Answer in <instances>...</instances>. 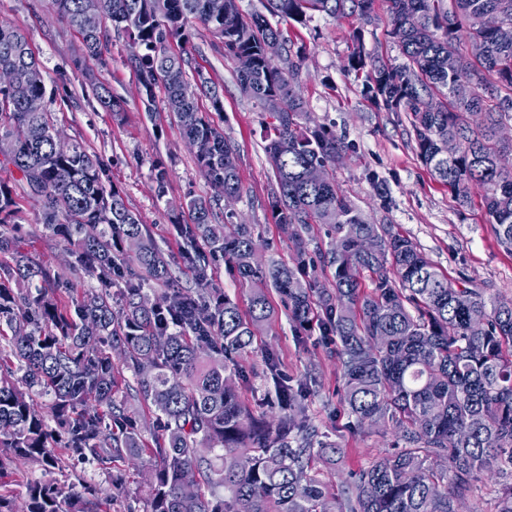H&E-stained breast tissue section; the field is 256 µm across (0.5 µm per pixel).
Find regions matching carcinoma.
<instances>
[{
	"label": "carcinoma",
	"mask_w": 512,
	"mask_h": 512,
	"mask_svg": "<svg viewBox=\"0 0 512 512\" xmlns=\"http://www.w3.org/2000/svg\"><path fill=\"white\" fill-rule=\"evenodd\" d=\"M95 2L52 0L81 36L84 57L100 62L107 29L82 26ZM104 2L105 19L128 40L147 111L172 113L201 173L236 198V146L197 104L203 96L223 111V86L189 50L170 44L190 43L201 26L222 40L225 57L251 59L237 71L238 85L272 118L267 208L274 223L292 227L296 263L255 261L260 243L251 225L222 224L213 200L193 199V222L177 224L193 286H180L173 261L101 160L77 141L56 150L50 113L31 112L15 96L13 84L41 99L46 86L29 81L42 66L26 35L1 24L0 74L10 84L0 85V167L13 176L0 180V471L16 458L49 472L65 454L110 463L148 453L147 512H323L328 499L335 512H461L478 478L490 473L500 479L494 512H512V299L449 281L394 225L368 222L347 199L334 167L352 145L308 125L298 87L303 53L267 18L302 23L318 12L367 19L385 6L403 61L359 49L348 67L366 71L367 99L407 113L422 163L460 205L471 203L473 188L483 191L488 223L512 254V168L501 137L512 119V36L481 23L495 15L512 30V0H267L266 15L243 14L239 0ZM450 140L457 143L452 157L442 151ZM314 166L326 170L320 182L308 179ZM19 187L39 199L46 230L73 245L70 267L104 290L64 296L59 276L23 250L8 229ZM316 224L328 227L324 250L310 249ZM221 260L250 288L245 313L213 287ZM327 269L328 284L320 280ZM115 282L124 285L118 308L109 291ZM151 282L164 286L161 294H146ZM271 289L287 301L298 329H316L334 345L351 428L372 421L395 437L394 448L348 473L337 489L312 463L334 467L342 449L298 416L316 378L284 376L267 353L275 389L269 405L279 415L262 428L235 383L272 319ZM123 369L161 421L151 450L117 402ZM99 505L52 481L27 483L20 510L0 494V512H97Z\"/></svg>",
	"instance_id": "obj_1"
}]
</instances>
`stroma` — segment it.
<instances>
[{
  "label": "stroma",
  "instance_id": "1",
  "mask_svg": "<svg viewBox=\"0 0 512 512\" xmlns=\"http://www.w3.org/2000/svg\"><path fill=\"white\" fill-rule=\"evenodd\" d=\"M0 23L26 32L43 67L44 104L55 125L104 163L128 207L148 225L162 251L176 258L175 274L181 284L189 285L192 274L187 264L177 259L180 242L174 224L190 222L187 204L191 199L213 200L218 192L200 173L193 149L181 138L170 114L146 112L128 63L125 37L109 33L106 62L101 65L81 61L82 40L54 15L51 0H0ZM390 29L389 15L381 6L367 20L315 13L305 23L284 28L292 42L305 48L298 84L311 124L335 130L352 145L336 167V181L370 223L395 225L451 281L464 279L486 294L510 299L512 254L499 245L480 200L460 206L432 179L417 155L406 115L385 111L365 98L364 72L347 65L355 47L352 35L357 31L366 51L401 62ZM190 47L204 73L224 87L223 112H213L204 98L199 106L237 147L242 192L230 207L232 221L255 225L263 240L261 256L292 263L288 230L274 223L266 207L274 181L265 151V125L270 117L241 93L237 65L225 58L218 39L199 28L193 32ZM96 81L121 101V112L102 109L92 87ZM161 167L167 178L160 186L155 174ZM15 223L21 229L24 249L60 273V288L73 289L78 295L99 290L97 280L67 271L70 244L46 231L37 198L18 195ZM268 297L276 317L267 332L257 336L253 353L242 362L246 378L239 391L243 399L252 405L272 390L266 376V351L277 353L286 376L297 379L313 372L317 386L303 402L305 416L342 448L340 470L366 467L388 449L391 435L374 429H348L338 395L341 373L330 346L314 335L298 337L284 300L273 291ZM55 477L80 490L104 487L113 480L123 482L124 493L102 504L100 512H146L148 489L143 468L121 461L107 466L66 458Z\"/></svg>",
  "mask_w": 512,
  "mask_h": 512
}]
</instances>
